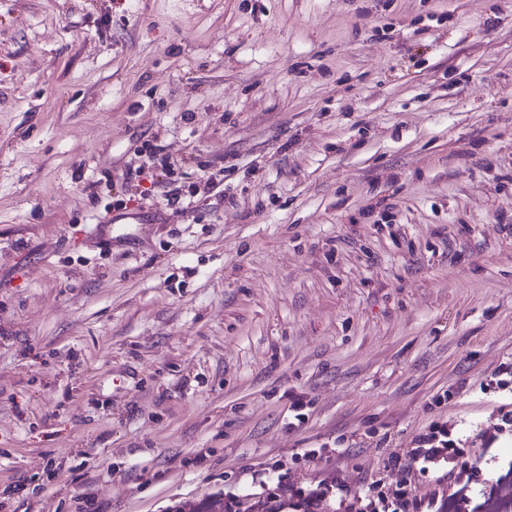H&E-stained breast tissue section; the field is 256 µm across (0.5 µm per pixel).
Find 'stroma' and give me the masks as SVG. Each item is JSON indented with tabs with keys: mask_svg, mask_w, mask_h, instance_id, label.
Wrapping results in <instances>:
<instances>
[{
	"mask_svg": "<svg viewBox=\"0 0 512 512\" xmlns=\"http://www.w3.org/2000/svg\"><path fill=\"white\" fill-rule=\"evenodd\" d=\"M506 362L512 0H0V512L392 491L438 419L478 504Z\"/></svg>",
	"mask_w": 512,
	"mask_h": 512,
	"instance_id": "obj_1",
	"label": "stroma"
}]
</instances>
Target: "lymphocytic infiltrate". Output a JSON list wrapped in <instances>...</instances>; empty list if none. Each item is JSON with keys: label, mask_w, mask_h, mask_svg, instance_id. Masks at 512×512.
<instances>
[{"label": "lymphocytic infiltrate", "mask_w": 512, "mask_h": 512, "mask_svg": "<svg viewBox=\"0 0 512 512\" xmlns=\"http://www.w3.org/2000/svg\"><path fill=\"white\" fill-rule=\"evenodd\" d=\"M415 446L405 457L391 459V467L402 475L393 493L381 490L379 482H371L360 493H352L333 472L326 473L312 488H296L277 482L262 503L264 512H314L318 499L335 502L336 512H504L512 505V469L501 475L483 492L484 502L470 506L468 493L472 479L453 467L454 460L464 453L456 424L438 419L429 424L414 440ZM439 468L443 480L449 481L446 491L418 496L413 484L414 473H427Z\"/></svg>", "instance_id": "f902f5d3"}]
</instances>
